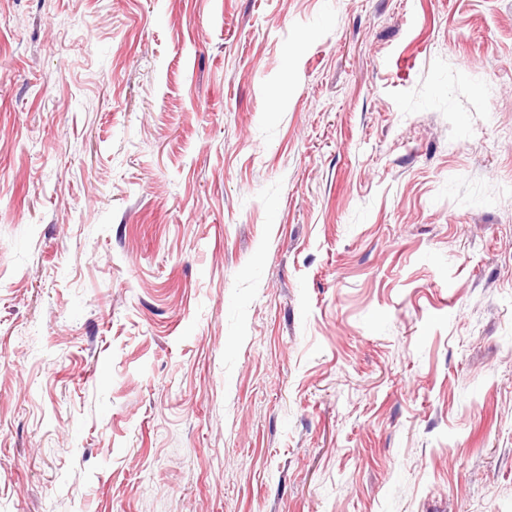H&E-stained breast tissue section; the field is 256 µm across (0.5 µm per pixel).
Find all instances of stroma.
I'll use <instances>...</instances> for the list:
<instances>
[{"instance_id": "stroma-1", "label": "stroma", "mask_w": 512, "mask_h": 512, "mask_svg": "<svg viewBox=\"0 0 512 512\" xmlns=\"http://www.w3.org/2000/svg\"><path fill=\"white\" fill-rule=\"evenodd\" d=\"M0 512H512V0H0Z\"/></svg>"}]
</instances>
